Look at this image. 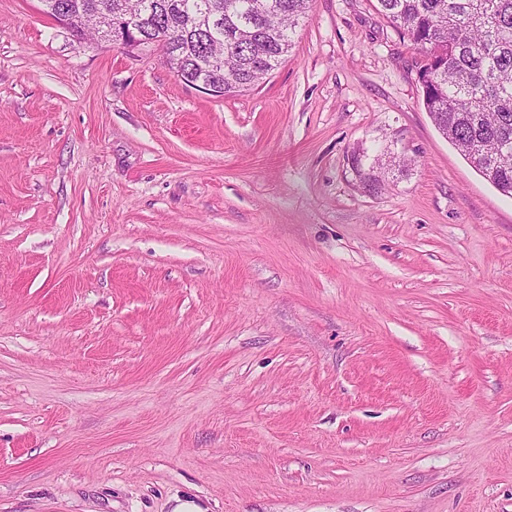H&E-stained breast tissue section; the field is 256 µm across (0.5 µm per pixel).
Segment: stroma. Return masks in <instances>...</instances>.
I'll list each match as a JSON object with an SVG mask.
<instances>
[{"label":"stroma","instance_id":"stroma-1","mask_svg":"<svg viewBox=\"0 0 512 512\" xmlns=\"http://www.w3.org/2000/svg\"><path fill=\"white\" fill-rule=\"evenodd\" d=\"M294 41L216 97L0 0V512H512V197L377 0Z\"/></svg>","mask_w":512,"mask_h":512}]
</instances>
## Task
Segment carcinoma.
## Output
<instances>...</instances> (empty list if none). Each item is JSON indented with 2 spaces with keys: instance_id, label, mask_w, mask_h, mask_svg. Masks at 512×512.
<instances>
[{
  "instance_id": "carcinoma-1",
  "label": "carcinoma",
  "mask_w": 512,
  "mask_h": 512,
  "mask_svg": "<svg viewBox=\"0 0 512 512\" xmlns=\"http://www.w3.org/2000/svg\"><path fill=\"white\" fill-rule=\"evenodd\" d=\"M77 19L109 0H55ZM310 0H126L141 35L161 39L188 85L251 89L281 65ZM214 6L209 32L186 16ZM402 37L428 53L422 102L434 125L492 185L512 191V0H378Z\"/></svg>"
}]
</instances>
